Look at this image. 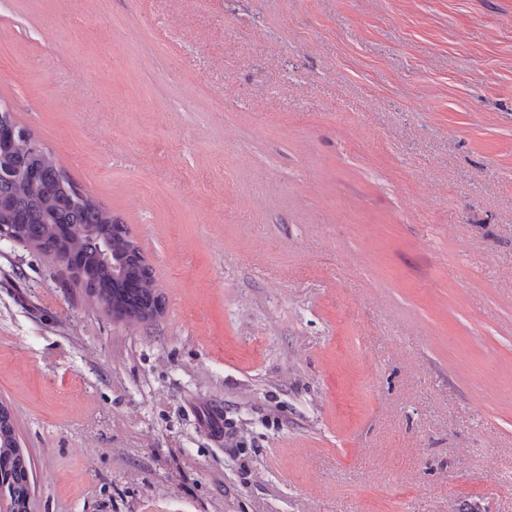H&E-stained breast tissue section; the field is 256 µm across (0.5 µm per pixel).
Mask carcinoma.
<instances>
[{
	"label": "carcinoma",
	"mask_w": 512,
	"mask_h": 512,
	"mask_svg": "<svg viewBox=\"0 0 512 512\" xmlns=\"http://www.w3.org/2000/svg\"><path fill=\"white\" fill-rule=\"evenodd\" d=\"M3 155L0 225H11L17 242L43 254L78 260L68 268L71 278L116 318H159L164 302L153 269L121 219L74 182L38 140L21 139ZM64 228L69 235H62ZM0 476L7 481L10 512H30L31 462L17 446L6 405H0Z\"/></svg>",
	"instance_id": "cac0c4a2"
}]
</instances>
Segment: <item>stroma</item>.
<instances>
[{"mask_svg":"<svg viewBox=\"0 0 512 512\" xmlns=\"http://www.w3.org/2000/svg\"><path fill=\"white\" fill-rule=\"evenodd\" d=\"M0 104L165 300L0 242L32 512H512V0H0Z\"/></svg>","mask_w":512,"mask_h":512,"instance_id":"stroma-1","label":"stroma"}]
</instances>
